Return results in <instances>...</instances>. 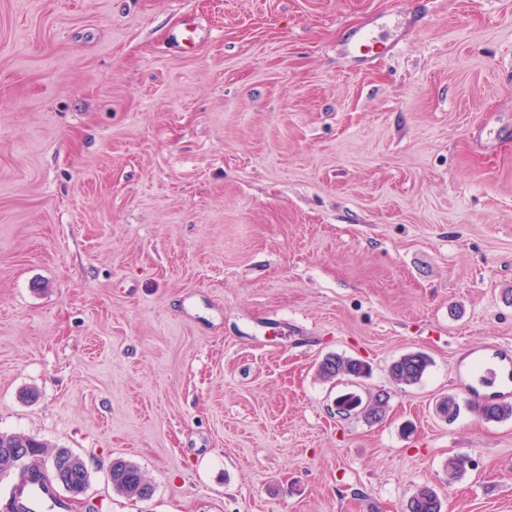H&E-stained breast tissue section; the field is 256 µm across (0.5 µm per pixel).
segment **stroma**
<instances>
[{
	"label": "stroma",
	"instance_id": "obj_1",
	"mask_svg": "<svg viewBox=\"0 0 512 512\" xmlns=\"http://www.w3.org/2000/svg\"><path fill=\"white\" fill-rule=\"evenodd\" d=\"M490 342L512 0H0V433L80 456L96 512H512V418L458 386ZM350 50L354 55L365 60H376L388 53L385 42H380L377 37H368L365 33L358 34L353 39ZM428 364V360L423 355L408 353L392 363L390 374L392 379L399 384H416L422 379ZM367 370L366 364L361 360L341 355H330L319 365V375L326 380L339 376L361 377ZM120 460L117 464H111L110 476L112 479L113 487L129 497L148 499L153 494V486L145 485L141 488L139 493V487L142 484L149 483L151 480L147 475L135 464L125 459L116 458ZM412 496L410 511L407 512H443L441 499L430 487H419Z\"/></svg>",
	"mask_w": 512,
	"mask_h": 512
}]
</instances>
